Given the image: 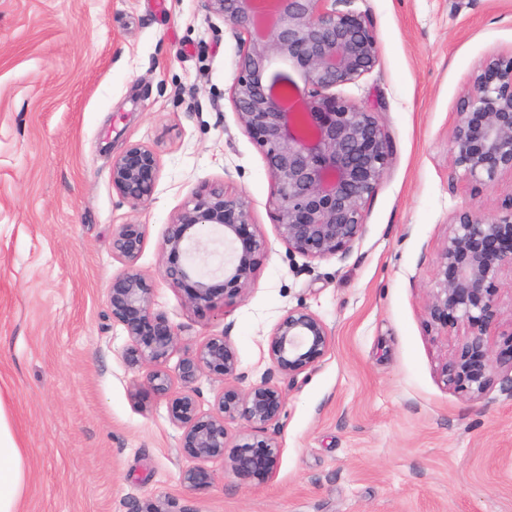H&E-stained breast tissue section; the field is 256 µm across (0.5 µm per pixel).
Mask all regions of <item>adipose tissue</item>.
<instances>
[{"label":"adipose tissue","mask_w":512,"mask_h":512,"mask_svg":"<svg viewBox=\"0 0 512 512\" xmlns=\"http://www.w3.org/2000/svg\"><path fill=\"white\" fill-rule=\"evenodd\" d=\"M27 489V464L10 428L0 400V512H21Z\"/></svg>","instance_id":"1"}]
</instances>
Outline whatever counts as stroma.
I'll return each instance as SVG.
<instances>
[{
  "mask_svg": "<svg viewBox=\"0 0 512 512\" xmlns=\"http://www.w3.org/2000/svg\"><path fill=\"white\" fill-rule=\"evenodd\" d=\"M368 14L379 62L337 97L367 107L391 159L361 238L343 256L289 255L268 207L273 183L232 100L248 36L203 0H0V387L27 461L22 512H512V393L496 376L474 400L441 366L464 339L429 324L426 299L455 211L512 204V176L479 186L448 152L464 89L512 56V0H345ZM159 160L135 208L112 187L129 147ZM245 195L266 241L230 312L189 307L161 278L166 224L203 185ZM146 228L135 267L183 349L226 333L247 389L284 393L274 477L236 476L181 446L168 402L135 388L109 287L124 265L116 225ZM305 305L332 343L287 379L271 334ZM204 465L206 487L181 481Z\"/></svg>",
  "mask_w": 512,
  "mask_h": 512,
  "instance_id": "35a3bbf8",
  "label": "stroma"
}]
</instances>
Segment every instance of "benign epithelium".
Masks as SVG:
<instances>
[{
    "mask_svg": "<svg viewBox=\"0 0 512 512\" xmlns=\"http://www.w3.org/2000/svg\"><path fill=\"white\" fill-rule=\"evenodd\" d=\"M249 40L240 55L232 98L240 126L264 156L274 190L269 209L289 254L326 259L344 254L364 230L369 197L383 179L390 157L388 137L365 107L336 98L332 89L370 72L379 59V43L369 17L336 9V0H203ZM282 62L300 74L277 81L273 68ZM449 155L465 178L483 186L503 172L512 173V57L490 63L460 98ZM157 155L133 146L112 159V187L132 207L147 204L156 188ZM249 201L229 194L224 185L197 192L166 225L162 244V279L184 292L195 308L225 305L199 264L206 252L203 230L224 243L227 257L217 271L245 294L254 283L256 256L265 251L262 236L248 232ZM142 224H120L112 232V251L125 269L112 280V319L125 326L131 344L124 353L132 367H145L146 385L170 398L171 420L183 430L182 447L202 461L225 459L234 474L271 477L279 445L270 437L238 446L225 456L226 424L247 431L278 422L284 402L280 387L263 379L242 392L221 391L214 409L200 410L195 382L207 374L227 384L242 379L238 359L226 335L210 336L185 355L175 371L167 363L181 342L179 330L154 312V289L136 270L145 242ZM512 272V206L497 213L473 207L458 210L448 235L426 310L440 330L463 327L465 341L446 360L448 384L481 399L495 368L512 373V347L496 350L488 330L501 318L497 296L501 276ZM331 343L326 324L303 305L291 308L273 330V367L292 380L314 369ZM181 390L172 391L173 381ZM189 487L207 482L201 467L182 472Z\"/></svg>",
    "mask_w": 512,
    "mask_h": 512,
    "instance_id": "benign-epithelium-1",
    "label": "benign epithelium"
}]
</instances>
